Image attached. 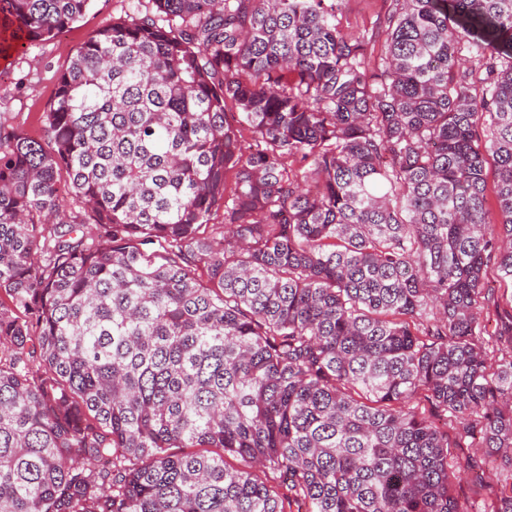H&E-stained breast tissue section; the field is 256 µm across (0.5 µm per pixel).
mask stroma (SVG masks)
Segmentation results:
<instances>
[{"instance_id":"1","label":"stroma","mask_w":512,"mask_h":512,"mask_svg":"<svg viewBox=\"0 0 512 512\" xmlns=\"http://www.w3.org/2000/svg\"><path fill=\"white\" fill-rule=\"evenodd\" d=\"M390 7V0H345L338 15L340 28L357 35L372 28L377 16ZM129 0H92L85 15L55 38L26 44L8 59H0V115L24 136L45 135V115L53 101L57 76L82 44L98 30L124 15ZM502 472L497 463H487L483 480H476L465 464L456 467L455 492L470 512H485Z\"/></svg>"}]
</instances>
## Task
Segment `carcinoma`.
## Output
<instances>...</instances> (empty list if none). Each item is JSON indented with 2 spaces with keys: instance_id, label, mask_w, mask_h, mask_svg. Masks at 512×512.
<instances>
[{
  "instance_id": "1",
  "label": "carcinoma",
  "mask_w": 512,
  "mask_h": 512,
  "mask_svg": "<svg viewBox=\"0 0 512 512\" xmlns=\"http://www.w3.org/2000/svg\"><path fill=\"white\" fill-rule=\"evenodd\" d=\"M90 2L0 0L3 50ZM343 2L137 0L45 139L0 120V512H283L268 470L308 512H469L468 438L512 512V0L360 36ZM468 448L461 451V459L456 467L455 492L466 503L469 511L483 512L488 506L494 493L500 485L498 478L504 479L498 462H488L484 468V482H478L474 475L466 467L465 456L479 457L484 454V448L477 440H466Z\"/></svg>"
}]
</instances>
